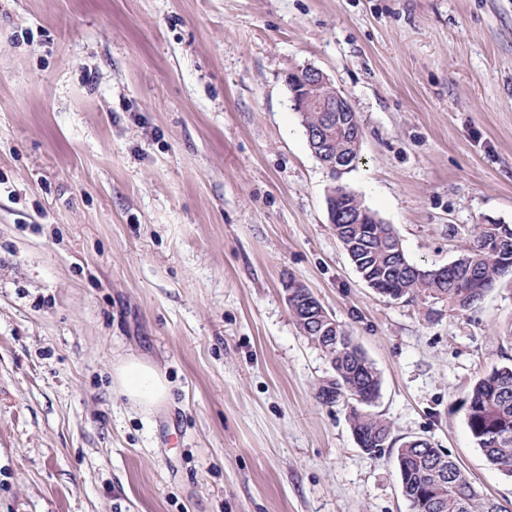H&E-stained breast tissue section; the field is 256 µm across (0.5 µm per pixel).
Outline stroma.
<instances>
[{"label": "stroma", "mask_w": 512, "mask_h": 512, "mask_svg": "<svg viewBox=\"0 0 512 512\" xmlns=\"http://www.w3.org/2000/svg\"><path fill=\"white\" fill-rule=\"evenodd\" d=\"M362 128L334 179L287 75ZM346 185L407 258L512 225V0H0V512H411L396 449L285 300L303 283L373 362V413L512 510L462 407L512 363V275L469 310L375 294L329 221ZM136 355L169 399L143 411ZM114 383L118 393L133 406L152 409L165 402L170 394L168 379L153 364L129 355L114 367Z\"/></svg>", "instance_id": "35a3bbf8"}]
</instances>
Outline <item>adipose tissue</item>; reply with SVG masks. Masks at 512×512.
I'll return each instance as SVG.
<instances>
[{"label":"adipose tissue","instance_id":"adipose-tissue-1","mask_svg":"<svg viewBox=\"0 0 512 512\" xmlns=\"http://www.w3.org/2000/svg\"><path fill=\"white\" fill-rule=\"evenodd\" d=\"M114 383L118 393L133 406L152 409L165 402L170 394L167 378L153 364L129 355L114 368Z\"/></svg>","mask_w":512,"mask_h":512}]
</instances>
